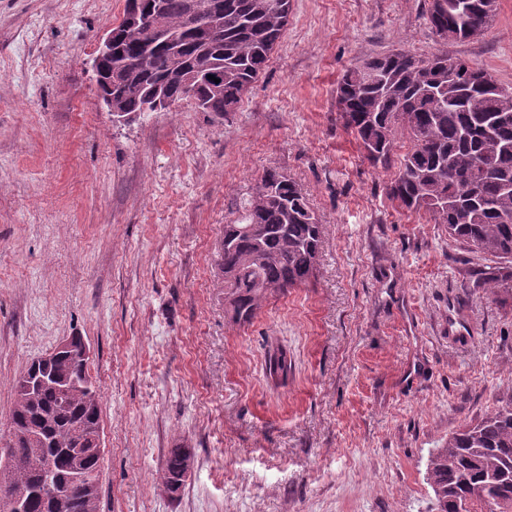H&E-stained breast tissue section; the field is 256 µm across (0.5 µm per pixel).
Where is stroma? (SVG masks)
Segmentation results:
<instances>
[{"label":"stroma","instance_id":"35a3bbf8","mask_svg":"<svg viewBox=\"0 0 512 512\" xmlns=\"http://www.w3.org/2000/svg\"><path fill=\"white\" fill-rule=\"evenodd\" d=\"M496 4L482 36L443 44L427 0H291L235 111L183 100L118 123L90 62L125 0H0V437L21 372L80 335L103 393V512H431L430 451L512 395V281L486 293L482 258L389 197L399 164L364 157L336 88L396 48L512 87V0ZM271 168L305 192L322 253L234 324L224 227ZM176 447L194 467L174 499ZM267 372L272 380L286 381L288 379V356L282 348L270 349L267 354ZM194 459L189 448H173L165 461L163 487L174 496L185 484L183 479L187 470L192 469Z\"/></svg>","mask_w":512,"mask_h":512}]
</instances>
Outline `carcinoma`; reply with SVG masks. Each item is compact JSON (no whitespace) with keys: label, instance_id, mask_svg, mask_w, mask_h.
<instances>
[{"label":"carcinoma","instance_id":"cac0c4a2","mask_svg":"<svg viewBox=\"0 0 512 512\" xmlns=\"http://www.w3.org/2000/svg\"><path fill=\"white\" fill-rule=\"evenodd\" d=\"M443 0H428L431 32L448 42V13ZM471 27L455 41L470 40L489 27L496 0H469ZM188 0H149V21L122 22L116 28L112 57L104 70L119 82H97L101 99L117 95L131 111L152 112L146 97L157 89L176 103L195 101L202 112L224 117L237 108L244 92L266 67L270 52L288 23L290 0H224L221 27L187 13ZM384 81L367 84L349 69L336 89L338 116L373 164L387 166L397 143L407 142L388 195L402 207L424 210L448 228V237L469 252L501 260L483 280L492 292L512 279V87L491 97L483 82H497L486 68L448 53L428 57L402 49L370 57ZM182 68L212 69L222 74L218 86L200 84L183 90L176 82ZM240 224L224 225L220 287L229 298L232 321L246 323L269 296L308 282L315 274L324 225L303 221L310 211L301 187L277 169L266 171ZM83 337L69 354L51 359L40 374L53 379L33 398L16 381L9 416L6 451L0 453V512L16 497L25 512H101V457L86 442L100 422L102 394L87 382ZM267 372L288 379V356L281 348L267 354ZM190 449L173 448L165 461L163 487L174 496L192 468ZM54 466L61 497L39 491L40 471ZM427 481L434 494L433 512H457L471 502L498 499L512 509V396L474 424H466L429 452Z\"/></svg>","mask_w":512,"mask_h":512}]
</instances>
